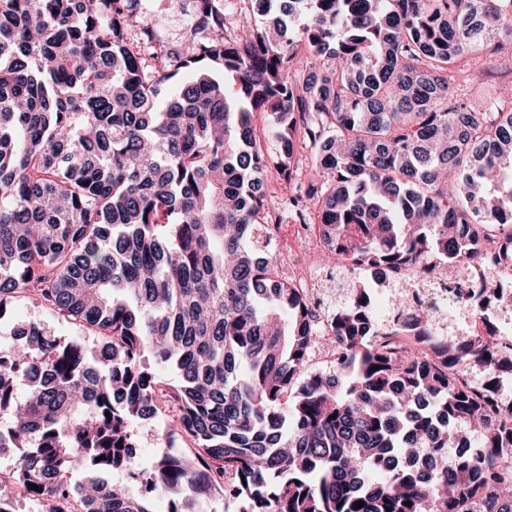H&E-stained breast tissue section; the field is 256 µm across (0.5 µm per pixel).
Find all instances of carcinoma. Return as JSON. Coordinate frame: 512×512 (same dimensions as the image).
Instances as JSON below:
<instances>
[{"label":"carcinoma","instance_id":"1","mask_svg":"<svg viewBox=\"0 0 512 512\" xmlns=\"http://www.w3.org/2000/svg\"><path fill=\"white\" fill-rule=\"evenodd\" d=\"M240 2L175 0V38L140 0H0V321L26 299L98 340L0 352L15 483L47 512H512V409L464 383L498 338L419 346L401 305L381 336L357 288L321 320L266 191L338 268L451 280L496 230L512 259V0ZM159 411L194 455L134 465ZM295 225L285 219L275 230L274 237L277 242V249L283 255V263L280 267V274L286 278L307 277L312 274L316 266L314 255L306 253L297 248Z\"/></svg>","mask_w":512,"mask_h":512}]
</instances>
